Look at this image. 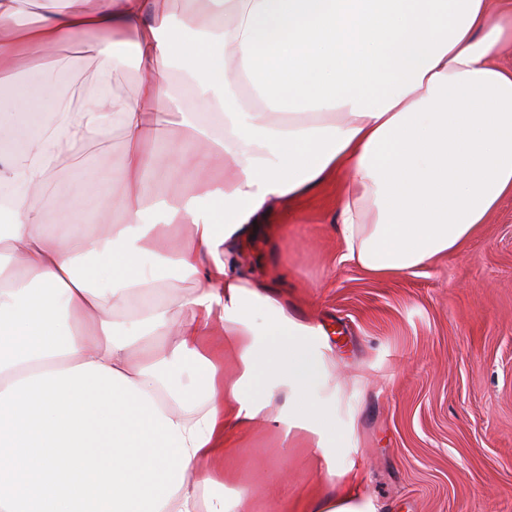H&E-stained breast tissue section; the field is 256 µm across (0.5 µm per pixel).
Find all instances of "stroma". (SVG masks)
<instances>
[{
    "mask_svg": "<svg viewBox=\"0 0 512 512\" xmlns=\"http://www.w3.org/2000/svg\"><path fill=\"white\" fill-rule=\"evenodd\" d=\"M340 182L292 210L240 255L335 359L344 459L379 512H512V197L457 251L392 278L340 260ZM269 408L234 435L250 462L234 485L247 512H280L327 477L314 440L283 442Z\"/></svg>",
    "mask_w": 512,
    "mask_h": 512,
    "instance_id": "1",
    "label": "stroma"
}]
</instances>
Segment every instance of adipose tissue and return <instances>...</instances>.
<instances>
[{"label": "adipose tissue", "instance_id": "adipose-tissue-1", "mask_svg": "<svg viewBox=\"0 0 512 512\" xmlns=\"http://www.w3.org/2000/svg\"><path fill=\"white\" fill-rule=\"evenodd\" d=\"M0 0V392L91 363L148 393L186 439L184 484L161 512H240L208 464L236 459L232 430L282 400L284 439L313 435L329 476L336 380L321 331L238 268L271 201L344 177L342 261L395 276L456 251L512 195V0ZM74 46L91 77L57 69ZM135 68L133 96L116 72ZM178 73L172 86L170 73ZM120 130L119 166L88 169L51 214L34 200L63 165ZM174 184L160 193L157 179ZM132 191L113 201V183ZM122 219L76 224L92 205ZM58 229H42L47 217ZM193 287L168 306L158 270ZM166 344L141 364L136 336ZM239 376L224 379L225 350ZM198 365L183 389L184 360ZM281 512H376L357 486H329Z\"/></svg>", "mask_w": 512, "mask_h": 512}]
</instances>
